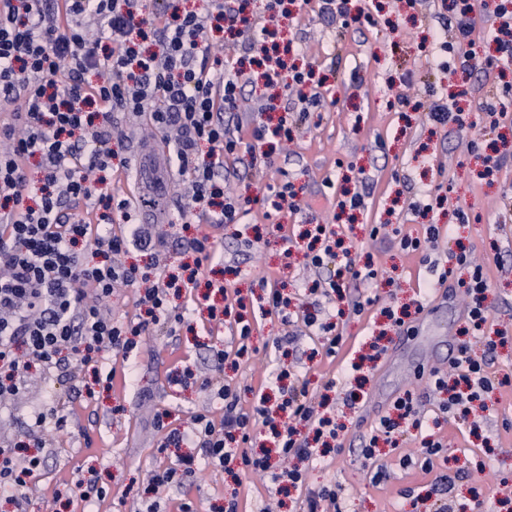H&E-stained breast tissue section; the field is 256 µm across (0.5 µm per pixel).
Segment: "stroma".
Returning <instances> with one entry per match:
<instances>
[{
  "instance_id": "obj_1",
  "label": "stroma",
  "mask_w": 512,
  "mask_h": 512,
  "mask_svg": "<svg viewBox=\"0 0 512 512\" xmlns=\"http://www.w3.org/2000/svg\"><path fill=\"white\" fill-rule=\"evenodd\" d=\"M439 0H422L418 17L398 11L397 0H353L355 9L376 15L373 27L339 31L319 15L317 0H309L296 18L281 24L282 39L300 50L299 61L327 75L322 106L295 126L292 143L274 145L270 166L264 172L239 168L226 188L241 197L254 198L242 223L221 233L222 257L213 277L239 290L245 302L258 299L262 290L257 276L276 275L293 296L295 306L309 304L307 288L336 269L334 261L311 270L303 257L298 234L307 224L335 222L336 198L350 172L363 170L370 194L355 223L338 224L354 252L371 258L381 278L371 286L347 278L349 299L374 298L362 315H345L338 326L343 337L336 356L322 354L324 340L316 335L295 340L290 356L272 346L274 338L290 333V326L271 315L255 319L251 349L237 368L220 363L217 353L233 334L232 324L215 326L194 320L192 327L154 326L143 338L140 354L129 362L131 380L105 385L111 358L88 363L66 373L33 372L25 396L0 411V434L12 441L26 440L36 410L59 406L69 412L65 430L46 428L40 455L43 467L33 478L24 505L26 512H177L180 500L192 501L198 512H224V500L238 495L243 512H302L307 492L339 486L342 512H437L443 503L453 507L491 498L499 483L512 486V387L488 393L476 405L471 421L480 426L470 435L468 423L440 414L437 402L426 394L424 371L448 366V352L456 348L466 324L465 304L454 288L439 284V263L459 247L469 248L473 260L488 277L485 300L489 325L512 335V111L499 127H491L483 113L485 77L475 70L469 80V99L476 110L473 128L440 126L428 121L431 97L461 82L460 75L439 70L423 44L430 39ZM398 30H391V22ZM409 74V84L397 83ZM407 96L401 105L399 96ZM112 147L119 163L112 170V185L125 198L141 196L145 183L139 164L143 149L156 154L155 176L164 185L158 198L155 222L150 223V250L130 249L122 261L151 275L178 270L191 255L188 240L204 232L205 224H191L187 232L171 235L169 225L187 214L183 177L168 163L170 147L163 132L152 129L148 115L120 112L112 116ZM487 140L503 164L494 181L480 178L482 161L466 149L472 138ZM289 177L298 191V212L274 211L267 202L268 185ZM447 196L461 206L468 223L453 225L447 212L421 216L412 204L429 194ZM453 227L428 253L408 255L399 248V235L418 236L425 223ZM336 223V222H335ZM386 224L391 234L370 237L372 225ZM292 244H285L284 236ZM291 259H284V248ZM419 299L424 310L416 315L422 328L409 336L388 326L380 310L400 307ZM386 330L387 350L366 383H357L350 365L367 353L373 334ZM288 365L305 381L314 397H327L326 412L343 424L339 450L316 460L302 461L304 490L283 492L269 475L247 473L233 480L224 470L200 461L195 476L180 486L150 488L146 477L159 461L163 434L154 415L168 412L175 426H187L194 414L221 418L223 402L203 383L220 378L236 388L243 406L255 401L256 389L277 396L270 371ZM333 390H326L328 381ZM422 396L423 426L409 429L399 449L381 448L379 462L387 468L380 485L369 482L368 468L359 455L362 437L405 390ZM441 438L447 450L432 473L405 470L399 465L401 450L417 448L421 434ZM95 481L107 491L104 499L83 500L79 482ZM413 489L414 497L404 496Z\"/></svg>"
}]
</instances>
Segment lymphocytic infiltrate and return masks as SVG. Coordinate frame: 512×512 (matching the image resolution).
Returning a JSON list of instances; mask_svg holds the SVG:
<instances>
[{
    "mask_svg": "<svg viewBox=\"0 0 512 512\" xmlns=\"http://www.w3.org/2000/svg\"><path fill=\"white\" fill-rule=\"evenodd\" d=\"M284 2L267 0L259 23L244 16L234 0H208L207 12L175 11L167 17L150 10L146 0H0V101L9 106L0 119V198L10 205L0 217V408L24 391L33 365L66 369L72 353L85 364L101 353L125 363L139 353L150 327L185 323L184 314L168 303V281L160 277L138 287V268L117 260L129 247L148 248L150 239L138 226L127 234L112 230L115 220L130 223L131 215L127 199L112 192V126L95 124L94 117L145 113L156 129L175 130L168 162L189 179L195 215L210 226L189 243L194 266L183 286L197 287L216 258L218 231L240 223L247 213L245 202L224 191V182L238 164L256 167L265 143H285L293 136L283 119L257 123L246 139L240 135L243 120L225 122V113L238 111L249 78L238 61L209 66V20L218 16L226 29L242 34L240 51L257 55L265 84L281 87L285 97L298 99L302 112H312L322 105L314 69H287L267 45ZM477 4L441 0L433 34L440 69L467 75L479 67L491 76L512 66V0H495L496 24L485 35L495 49L484 57L473 36ZM35 156L41 160L43 184L40 201L32 206L27 167ZM315 237L324 248L311 256V266L321 267L329 257L336 261V276L325 281L323 297L340 293L345 275L377 279L372 265L357 269L331 225H316ZM459 269L467 270V278H456ZM444 275L456 278L467 298L472 331L483 335L489 318L481 303L488 287L483 267L462 251ZM121 284L138 287L135 319H114L106 309ZM495 347L486 338L484 356L475 357L469 345H462L450 372H429L431 389L448 395L446 409L467 416L468 403L494 389L488 369ZM214 393L224 403L221 421L198 413L180 428L156 414L163 448L191 444L213 466L234 461L241 471H267L272 480L299 488L304 482L300 470L271 472L268 457L248 452L251 429L269 427L282 461L311 457L301 426L337 435L306 386L291 388L283 403L288 419L282 423L276 422L266 396L247 409L229 385H218ZM392 407L396 417H380L360 448L372 466L374 485L387 477L376 463L377 442L398 448L400 422L417 414L418 399L408 390ZM20 448L17 442L0 443V490L13 493L19 504L29 479L42 467L40 457L21 455Z\"/></svg>",
    "mask_w": 512,
    "mask_h": 512,
    "instance_id": "obj_1",
    "label": "lymphocytic infiltrate"
}]
</instances>
